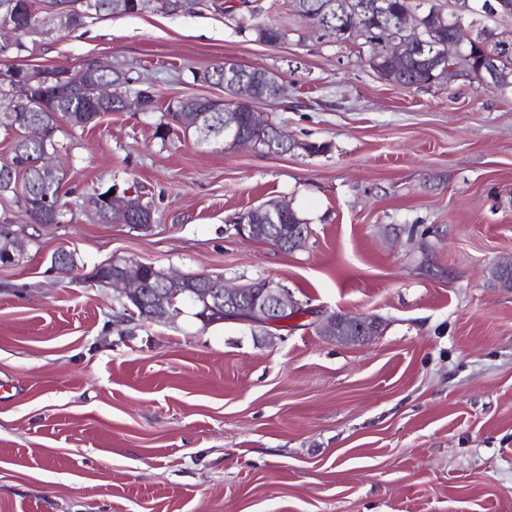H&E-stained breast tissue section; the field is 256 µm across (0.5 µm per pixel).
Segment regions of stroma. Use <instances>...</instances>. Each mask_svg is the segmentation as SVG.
I'll return each instance as SVG.
<instances>
[{
  "mask_svg": "<svg viewBox=\"0 0 512 512\" xmlns=\"http://www.w3.org/2000/svg\"><path fill=\"white\" fill-rule=\"evenodd\" d=\"M278 5L276 46L244 32L246 6L194 5L20 58H103L168 99L215 95L192 73L226 60L265 69L288 95L259 110L299 146L163 141L157 112L62 126L72 214L28 227L21 263L0 268V512H512V290L486 276L512 254V93L404 90ZM112 184L149 202L151 231L85 216L84 195ZM270 199L307 222L302 248L238 235ZM115 259L270 278L307 312L266 332L188 306L131 319L94 279ZM333 312L379 333L337 344L316 328Z\"/></svg>",
  "mask_w": 512,
  "mask_h": 512,
  "instance_id": "35a3bbf8",
  "label": "stroma"
}]
</instances>
